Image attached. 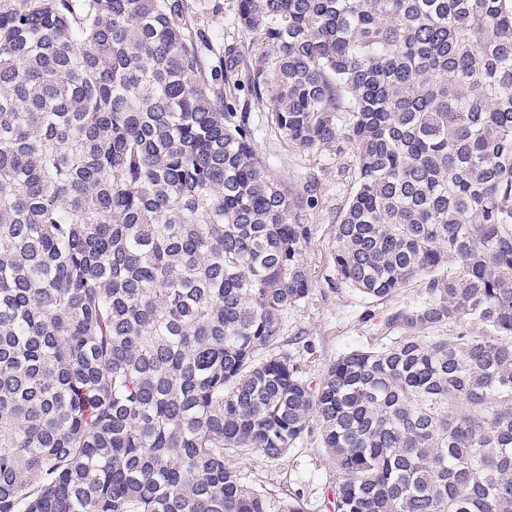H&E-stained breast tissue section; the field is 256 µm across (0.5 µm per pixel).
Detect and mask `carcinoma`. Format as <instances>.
Instances as JSON below:
<instances>
[{"instance_id": "cac0c4a2", "label": "carcinoma", "mask_w": 512, "mask_h": 512, "mask_svg": "<svg viewBox=\"0 0 512 512\" xmlns=\"http://www.w3.org/2000/svg\"><path fill=\"white\" fill-rule=\"evenodd\" d=\"M0 0V512H306L225 462L319 429L329 512H512V0ZM355 187L334 288L426 298L317 384L310 228L239 92ZM264 357H259L260 351ZM198 31L205 33L215 52L224 48V42L236 40L249 43L253 35L238 28L235 22L236 0H186Z\"/></svg>"}]
</instances>
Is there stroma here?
Returning <instances> with one entry per match:
<instances>
[{
    "mask_svg": "<svg viewBox=\"0 0 512 512\" xmlns=\"http://www.w3.org/2000/svg\"><path fill=\"white\" fill-rule=\"evenodd\" d=\"M194 24L215 50L225 42H249L253 36L235 22L236 0H187ZM269 100L251 101L250 119L256 129L255 147L270 176L299 194L308 183L318 186V204L302 214L311 229L304 260L313 279L310 297L289 310L283 321L286 348L300 365L308 382L319 383L327 365L347 348L369 343L381 335L384 316L401 307L420 303L425 293L413 283L391 301L375 306L373 318L356 292L334 289L333 237L342 208L354 190L355 157L350 145L340 141L315 152L301 150L268 125ZM227 464L250 486L279 497L303 496L309 512H326L325 498L336 482V470L317 437H310L283 458L271 461L247 452L229 454Z\"/></svg>",
    "mask_w": 512,
    "mask_h": 512,
    "instance_id": "obj_1",
    "label": "stroma"
}]
</instances>
